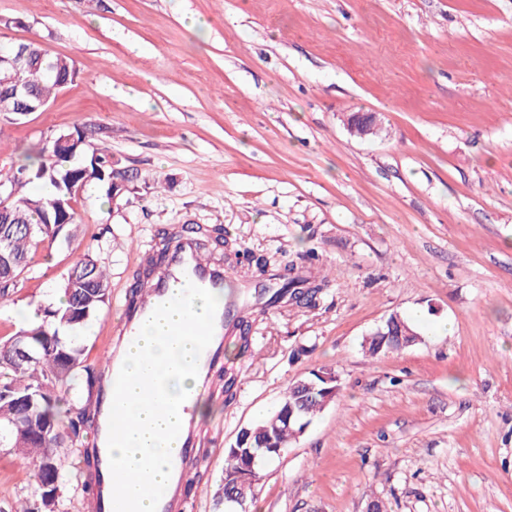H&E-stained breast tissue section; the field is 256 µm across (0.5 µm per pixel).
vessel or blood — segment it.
Returning a JSON list of instances; mask_svg holds the SVG:
<instances>
[{"instance_id":"b4317fda","label":"vessel or blood","mask_w":512,"mask_h":512,"mask_svg":"<svg viewBox=\"0 0 512 512\" xmlns=\"http://www.w3.org/2000/svg\"><path fill=\"white\" fill-rule=\"evenodd\" d=\"M139 266L145 277L138 291L126 299L110 329L108 361L100 371V393L87 404L93 437L86 453L98 466L102 487L83 500L81 512H136L131 489L139 476L113 463L111 446L120 438L127 420L126 402L131 388H138L140 399L155 410L165 407L158 385L161 372L152 359L147 357L142 362L147 373L143 383H136L129 371L128 352L141 325L196 296H217V304L201 321L191 325L196 337L194 369L198 390L205 394L212 389L214 371L223 359L229 334L237 330L245 314L266 305L263 296L246 284L231 281L222 263L203 257L197 239L190 235H180L164 263H155L152 255L144 254ZM194 400L190 394L181 402L180 418L171 431L179 450L165 459L167 481L154 496L155 512H180L182 508L188 462L201 435L191 409Z\"/></svg>"}]
</instances>
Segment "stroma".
I'll return each mask as SVG.
<instances>
[{"instance_id": "obj_1", "label": "stroma", "mask_w": 512, "mask_h": 512, "mask_svg": "<svg viewBox=\"0 0 512 512\" xmlns=\"http://www.w3.org/2000/svg\"><path fill=\"white\" fill-rule=\"evenodd\" d=\"M30 40L78 78L0 116V170L85 129L120 188L78 199L77 236L0 299V336L59 305L90 250L111 280L84 337L98 366L137 254L178 224L248 280L311 251L315 301L226 341L234 385L201 399L185 512H224L225 448L321 367L340 394L263 471L256 512H512V0H0V45ZM360 110L383 114L379 137L350 134ZM393 312L421 343L366 356ZM35 492L0 447V506Z\"/></svg>"}]
</instances>
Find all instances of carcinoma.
<instances>
[{
  "mask_svg": "<svg viewBox=\"0 0 512 512\" xmlns=\"http://www.w3.org/2000/svg\"><path fill=\"white\" fill-rule=\"evenodd\" d=\"M16 66L0 69V114H13L21 107L15 86H22L32 102H50L60 90L58 70L78 73L74 61L54 55L41 42L18 45ZM82 161L58 162L55 150H40L27 162L0 173L10 184L11 198L0 213V298L16 287L31 260L45 243L70 239L77 232L73 201L92 187L105 186L120 176L112 168V154L103 147L78 149ZM70 217L58 223L59 214ZM74 276L64 279V300L45 310V319L20 328L0 339V447L9 448L28 461L39 479V499L14 512H54L60 486L76 482L88 489L87 480L62 471L57 449L79 440L86 425L83 404L86 391L98 379V370L83 365L82 333L108 302L110 275L103 262L87 252L73 267ZM308 281L299 276L282 278L272 298L298 297ZM421 341L416 327L393 312L379 331L364 339L371 357L384 356ZM315 385L307 392L302 384ZM340 384L327 368L288 385L277 407L259 422L240 429L234 446L224 453V494H239L238 480L247 473L259 479L261 466L274 463L287 453L291 440L310 425L334 401Z\"/></svg>",
  "mask_w": 512,
  "mask_h": 512,
  "instance_id": "obj_1",
  "label": "carcinoma"
}]
</instances>
